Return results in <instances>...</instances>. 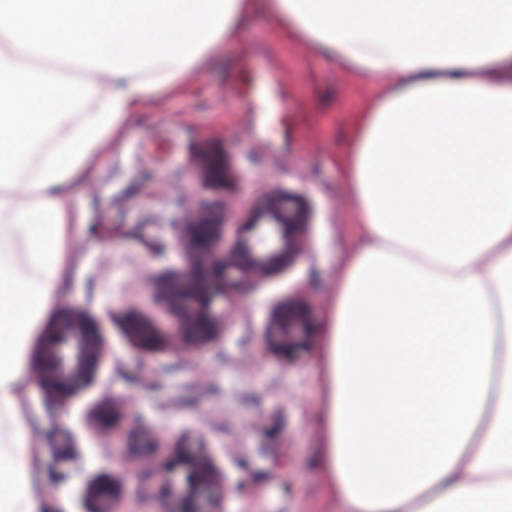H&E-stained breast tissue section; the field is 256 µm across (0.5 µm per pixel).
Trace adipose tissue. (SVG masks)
<instances>
[{"label": "adipose tissue", "mask_w": 512, "mask_h": 512, "mask_svg": "<svg viewBox=\"0 0 512 512\" xmlns=\"http://www.w3.org/2000/svg\"><path fill=\"white\" fill-rule=\"evenodd\" d=\"M381 89L341 160L361 247L317 354L344 512H512V0H0V512H46L25 352L71 189L257 8Z\"/></svg>", "instance_id": "ef3b65f1"}]
</instances>
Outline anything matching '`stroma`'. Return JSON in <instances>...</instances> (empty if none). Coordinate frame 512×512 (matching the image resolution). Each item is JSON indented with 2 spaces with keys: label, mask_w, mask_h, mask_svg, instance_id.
Instances as JSON below:
<instances>
[{
  "label": "stroma",
  "mask_w": 512,
  "mask_h": 512,
  "mask_svg": "<svg viewBox=\"0 0 512 512\" xmlns=\"http://www.w3.org/2000/svg\"><path fill=\"white\" fill-rule=\"evenodd\" d=\"M375 85L357 80L317 48L277 35L256 11L234 42L219 44L178 94L156 93L105 146L98 166L73 186L85 232L69 250L68 274L53 312L85 310L102 326L107 355L94 383L66 407L27 386L29 433L38 447L42 496L64 512H91L87 486L111 472L118 455L103 448L87 417L106 395L134 403L168 441L185 431L206 439L226 478L223 512H342L324 490L322 390L314 352L289 364L264 338L270 309L303 289L324 323L345 254L359 243L357 215L337 159L350 146L356 116ZM275 109H268V102ZM224 157L229 176L213 186L202 168ZM303 195L310 211L309 252L293 267L235 296V312L213 346L181 362L141 353L122 314L168 321L142 279L181 267L174 226L183 200L217 205L233 198L227 236L239 216L271 189ZM155 474H141L115 512H176Z\"/></svg>",
  "instance_id": "obj_1"
}]
</instances>
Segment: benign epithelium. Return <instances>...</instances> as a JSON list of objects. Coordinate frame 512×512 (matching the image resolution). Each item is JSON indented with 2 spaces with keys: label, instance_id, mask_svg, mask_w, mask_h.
<instances>
[{
  "label": "benign epithelium",
  "instance_id": "1",
  "mask_svg": "<svg viewBox=\"0 0 512 512\" xmlns=\"http://www.w3.org/2000/svg\"><path fill=\"white\" fill-rule=\"evenodd\" d=\"M224 158L208 161L204 178L224 184ZM231 206L215 210L188 204L177 224L182 266L148 277L149 291L172 322L165 333L151 319L127 311V335L144 352L166 350L176 356L194 355L224 335V311L217 303L244 287L257 286L292 266L308 249V210L298 197L267 192L239 224L233 240L225 237ZM315 306L298 292L268 314L264 336L268 348L292 363L306 352L317 336ZM106 355L98 321L87 312L67 308L52 322L37 349L32 366L34 380L44 397L60 406L91 384ZM90 424L107 448L120 444L121 468L88 488L94 512H112L113 503L129 490L132 476L142 470H160L173 477L179 512H206L205 506L224 498L225 479L203 441L186 451L187 435L167 444L164 464L156 462L158 439L123 397L108 396L97 406Z\"/></svg>",
  "mask_w": 512,
  "mask_h": 512
}]
</instances>
